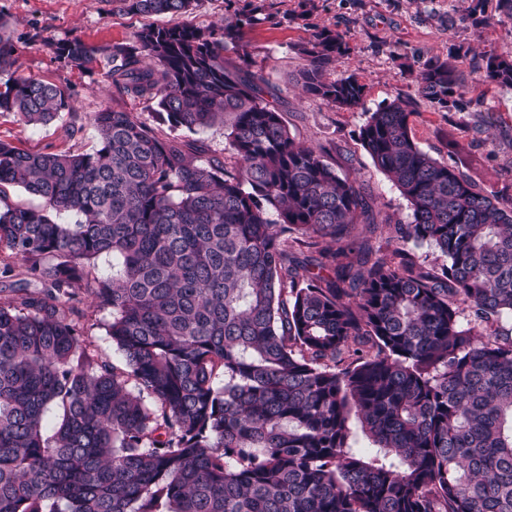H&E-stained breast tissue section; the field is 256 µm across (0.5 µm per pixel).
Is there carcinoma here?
<instances>
[{
	"mask_svg": "<svg viewBox=\"0 0 512 512\" xmlns=\"http://www.w3.org/2000/svg\"><path fill=\"white\" fill-rule=\"evenodd\" d=\"M121 2L149 16L198 0ZM496 11L468 16L512 26V0ZM257 21L55 45L75 66L106 58L117 98L149 104L160 125L223 123L232 163L115 108L94 113L90 153L0 141V278L20 263L40 285L0 296V512H512V338L500 333L512 207L409 128L419 98L468 111L455 59L409 69L414 92L358 131L411 210L391 257L361 270L345 239L368 206L323 149L291 134L244 42ZM7 29L0 15L1 73ZM346 51L328 28L304 43L302 91L359 105L355 76L329 77ZM482 72L512 88V58L490 54ZM69 110L54 83L0 81V113L24 125ZM14 187L39 203H12ZM410 244L447 263L424 268ZM102 254L110 279L96 273ZM78 290L112 314L123 366L83 344Z\"/></svg>",
	"mask_w": 512,
	"mask_h": 512,
	"instance_id": "carcinoma-1",
	"label": "carcinoma"
}]
</instances>
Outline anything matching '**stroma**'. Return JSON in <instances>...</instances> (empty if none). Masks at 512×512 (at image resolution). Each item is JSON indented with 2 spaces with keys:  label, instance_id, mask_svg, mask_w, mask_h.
<instances>
[{
  "label": "stroma",
  "instance_id": "stroma-1",
  "mask_svg": "<svg viewBox=\"0 0 512 512\" xmlns=\"http://www.w3.org/2000/svg\"><path fill=\"white\" fill-rule=\"evenodd\" d=\"M471 0H199L185 15L144 16L125 9L122 0H0L15 45L12 69L65 87L72 113L47 126H25L12 114H0V140L27 150L74 153L96 145L91 117L111 108L113 90L105 61L78 68L54 52L56 43L79 38L93 44L131 42L146 25L223 24L226 16L259 10L261 21L246 34L250 50L281 89L282 113L296 141L326 150L338 174L349 177L369 205L370 221L355 235L365 259L388 258L387 227L405 224L406 200L379 172L357 140L369 112L409 89L407 68L432 57L455 53L473 104L465 112H442L419 100L409 119L417 145L433 158L454 166L477 189L512 195V89L479 80L476 73L488 53L512 56V29L500 24L474 28L467 21ZM324 28L342 33L349 51L337 57L333 77L355 75L364 85L362 102L338 108L302 93L296 84L305 66L299 46ZM76 122L67 135L64 127ZM74 305L91 350L114 364L122 358L108 334L109 312L91 307L86 293Z\"/></svg>",
  "mask_w": 512,
  "mask_h": 512
}]
</instances>
